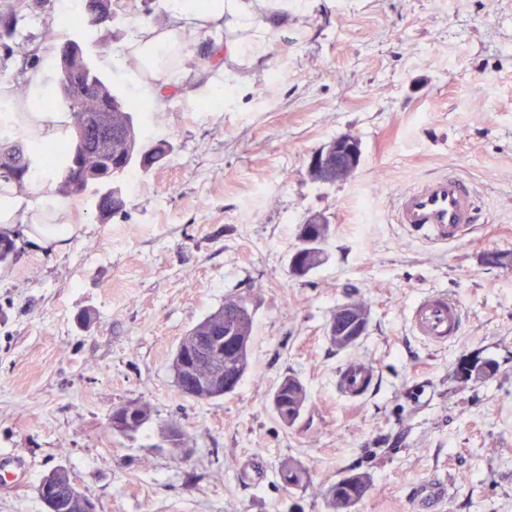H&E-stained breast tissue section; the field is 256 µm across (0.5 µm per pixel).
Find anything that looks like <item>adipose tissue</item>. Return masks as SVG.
Wrapping results in <instances>:
<instances>
[{
  "label": "adipose tissue",
  "instance_id": "adipose-tissue-1",
  "mask_svg": "<svg viewBox=\"0 0 512 512\" xmlns=\"http://www.w3.org/2000/svg\"><path fill=\"white\" fill-rule=\"evenodd\" d=\"M265 0H212L209 10L202 11L195 0H172L173 20L161 28L137 23L132 36L116 58L119 68L139 74L138 88L152 109L160 111L171 92L173 69L162 61L168 49H176V68H187L192 60L190 44L204 29L236 28L251 32L250 49L241 43H218L216 58L260 57L267 49L266 36L271 28L261 11ZM81 225L72 221L67 201L45 197L40 186L0 179V232L39 253L64 250L71 239L80 234Z\"/></svg>",
  "mask_w": 512,
  "mask_h": 512
}]
</instances>
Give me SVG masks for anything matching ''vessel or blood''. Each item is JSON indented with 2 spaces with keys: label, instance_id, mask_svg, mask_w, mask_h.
<instances>
[{
  "label": "vessel or blood",
  "instance_id": "1",
  "mask_svg": "<svg viewBox=\"0 0 512 512\" xmlns=\"http://www.w3.org/2000/svg\"><path fill=\"white\" fill-rule=\"evenodd\" d=\"M482 210L473 186L448 172L429 177L397 196V221L412 236L433 246H444L468 236L480 223ZM415 336L433 346H443L462 328L458 302L441 290H432L413 303L407 314ZM376 378L371 364H345L336 378L339 396L350 404L362 402Z\"/></svg>",
  "mask_w": 512,
  "mask_h": 512
}]
</instances>
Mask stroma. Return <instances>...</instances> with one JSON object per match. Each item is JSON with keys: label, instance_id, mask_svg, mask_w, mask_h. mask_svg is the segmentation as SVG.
<instances>
[{"label": "stroma", "instance_id": "35a3bbf8", "mask_svg": "<svg viewBox=\"0 0 512 512\" xmlns=\"http://www.w3.org/2000/svg\"><path fill=\"white\" fill-rule=\"evenodd\" d=\"M21 35L58 103L59 57L40 44L44 22L60 41L85 43L114 90L137 100L119 54L144 17L170 19L168 0H112V43L65 25L64 0H23ZM202 30L195 63L164 111L141 110L145 135L173 149L126 179L124 217L101 222L93 191L70 198L81 235L66 250L18 247L0 263V512H43L37 486L70 471L100 512H328L322 492L349 472L370 478L353 512H512V0H308L274 24L257 62H210L220 40ZM224 105H207L214 95ZM343 133L362 142L347 181L321 184L309 155ZM476 187L487 220L435 247L394 219V196L435 173ZM331 223L328 259L304 277L289 258L314 214ZM464 310L458 336L433 347L406 315L429 289ZM253 312L250 367L224 398L177 389L180 339L225 298ZM356 300L369 327L356 345L330 346L336 306ZM378 382L361 404L336 392L349 360ZM488 362L480 379L462 362ZM307 391L294 426L270 404L286 375ZM152 407L137 434L113 432V409ZM177 424L185 452L161 447ZM307 467L310 484L286 491L281 463Z\"/></svg>", "mask_w": 512, "mask_h": 512}]
</instances>
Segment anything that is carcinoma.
Listing matches in <instances>:
<instances>
[{
	"mask_svg": "<svg viewBox=\"0 0 512 512\" xmlns=\"http://www.w3.org/2000/svg\"><path fill=\"white\" fill-rule=\"evenodd\" d=\"M83 22L100 34L101 41H106L112 35L111 25L98 16L100 0H80ZM19 22L18 7L14 4L0 11V48L4 53H14V48L20 47L16 42ZM61 101L70 114L72 131H81L82 136H72L70 141L61 140L62 149L56 160L46 162L42 146L38 143L34 150H25L21 142L24 130L19 128L11 137L15 143L6 149H0V175L13 178L19 182L27 178L31 181L42 179L45 173L55 172L58 178L56 192L63 196H79L85 192L84 185L72 187L71 180L80 176L87 166L94 168L105 166L109 159H114L112 165H117L116 158H128L132 161L129 166L117 171H111L112 182L115 186L108 192L102 193L96 200V209L100 219L107 220L126 211V198L122 184L124 179L133 171L140 168L148 171L161 161L170 151L171 146L165 141L150 142L143 138L136 119L138 105L112 91L96 66L87 63L80 82L70 85L59 82ZM27 151V159L17 161L14 156ZM312 238L299 243L301 266L306 272L324 264L325 248L322 243L330 236V225L313 224ZM253 319L244 296H230L224 299V305L206 316L190 332L184 336L180 344L185 346L194 336H245L252 338ZM210 369L215 373H223L226 377L235 374L244 377L249 368V355L238 358L224 352L215 343L206 348ZM293 376L288 375L282 381L285 391L282 394L284 409L275 410L280 421L286 426L294 425L300 418L296 414L288 418V412L296 404L305 405L307 394H298L291 385ZM370 487V478L364 473H348L342 476L339 484L329 485L324 497L330 512H351V509L361 501Z\"/></svg>",
	"mask_w": 512,
	"mask_h": 512,
	"instance_id": "1",
	"label": "carcinoma"
}]
</instances>
